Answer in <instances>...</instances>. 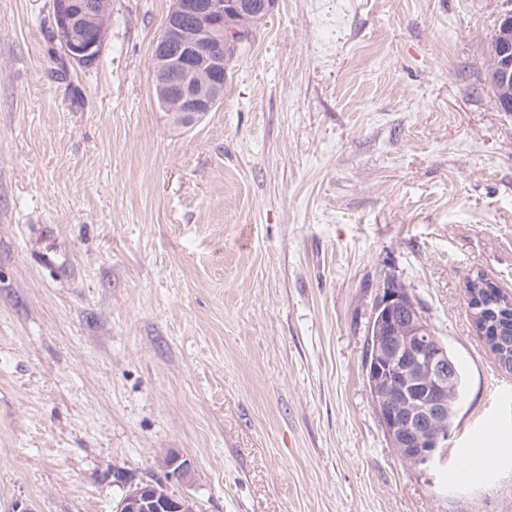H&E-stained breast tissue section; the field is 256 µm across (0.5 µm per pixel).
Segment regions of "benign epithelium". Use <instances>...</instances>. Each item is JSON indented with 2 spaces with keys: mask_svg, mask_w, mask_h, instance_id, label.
<instances>
[{
  "mask_svg": "<svg viewBox=\"0 0 512 512\" xmlns=\"http://www.w3.org/2000/svg\"><path fill=\"white\" fill-rule=\"evenodd\" d=\"M276 0H172L153 48L154 88L168 118L183 128L202 122L224 96V73L256 18ZM52 38L75 62L89 63L105 46L110 0H53ZM490 82L502 110L512 109V11L498 22ZM369 334L376 347L371 385L380 396L378 416L392 447L430 469L448 459L452 432L439 431L459 411L462 380L448 346L430 337L419 305L405 288H379ZM172 480L191 479V463L166 458ZM158 493L130 489L118 512H157Z\"/></svg>",
  "mask_w": 512,
  "mask_h": 512,
  "instance_id": "1",
  "label": "benign epithelium"
}]
</instances>
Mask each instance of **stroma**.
Masks as SVG:
<instances>
[{
	"instance_id": "1",
	"label": "stroma",
	"mask_w": 512,
	"mask_h": 512,
	"mask_svg": "<svg viewBox=\"0 0 512 512\" xmlns=\"http://www.w3.org/2000/svg\"><path fill=\"white\" fill-rule=\"evenodd\" d=\"M171 4L112 0L81 67L51 0H0V512H115L170 454L197 512H512V373L465 292L512 293L506 0H277L190 129L154 91ZM388 276L465 377L423 472L365 380ZM491 41L490 82L497 89L496 102L502 110L512 111V11H505L498 22V33Z\"/></svg>"
}]
</instances>
